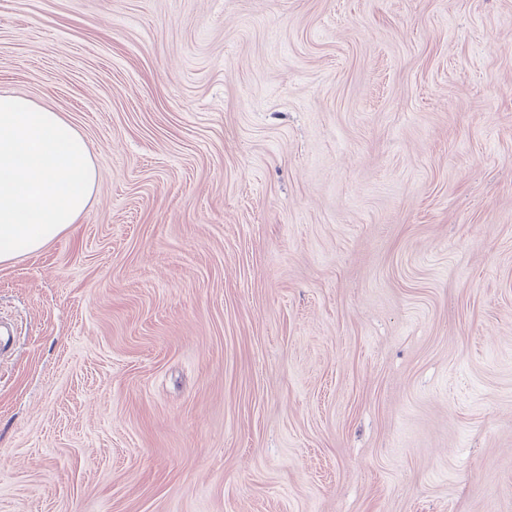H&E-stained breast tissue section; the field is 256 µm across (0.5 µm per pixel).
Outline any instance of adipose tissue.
I'll return each mask as SVG.
<instances>
[{"instance_id": "1", "label": "adipose tissue", "mask_w": 512, "mask_h": 512, "mask_svg": "<svg viewBox=\"0 0 512 512\" xmlns=\"http://www.w3.org/2000/svg\"><path fill=\"white\" fill-rule=\"evenodd\" d=\"M97 177L85 138L60 113L0 94V263L67 233Z\"/></svg>"}]
</instances>
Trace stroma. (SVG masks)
Segmentation results:
<instances>
[{"label":"stroma","instance_id":"obj_1","mask_svg":"<svg viewBox=\"0 0 512 512\" xmlns=\"http://www.w3.org/2000/svg\"><path fill=\"white\" fill-rule=\"evenodd\" d=\"M98 170L0 264V512H512V0H0Z\"/></svg>","mask_w":512,"mask_h":512}]
</instances>
